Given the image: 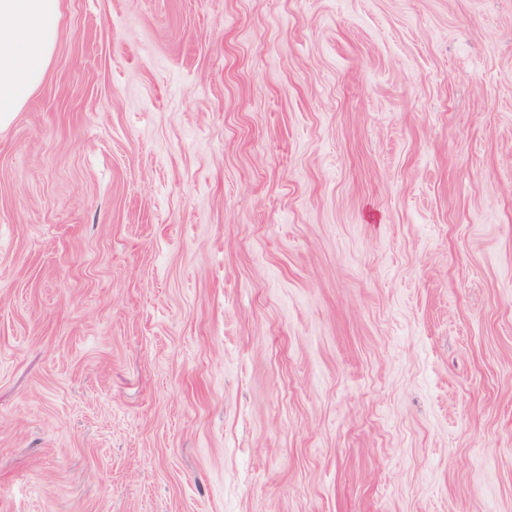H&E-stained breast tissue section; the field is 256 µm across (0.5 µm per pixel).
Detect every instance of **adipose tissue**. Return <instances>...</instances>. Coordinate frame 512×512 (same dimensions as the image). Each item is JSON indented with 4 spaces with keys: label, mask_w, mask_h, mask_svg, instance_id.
I'll use <instances>...</instances> for the list:
<instances>
[{
    "label": "adipose tissue",
    "mask_w": 512,
    "mask_h": 512,
    "mask_svg": "<svg viewBox=\"0 0 512 512\" xmlns=\"http://www.w3.org/2000/svg\"><path fill=\"white\" fill-rule=\"evenodd\" d=\"M60 0H0V128L40 86L60 38Z\"/></svg>",
    "instance_id": "ef3b65f1"
}]
</instances>
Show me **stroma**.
I'll use <instances>...</instances> for the list:
<instances>
[{
	"label": "stroma",
	"instance_id": "stroma-1",
	"mask_svg": "<svg viewBox=\"0 0 512 512\" xmlns=\"http://www.w3.org/2000/svg\"><path fill=\"white\" fill-rule=\"evenodd\" d=\"M60 10L0 512H512V0Z\"/></svg>",
	"mask_w": 512,
	"mask_h": 512
}]
</instances>
